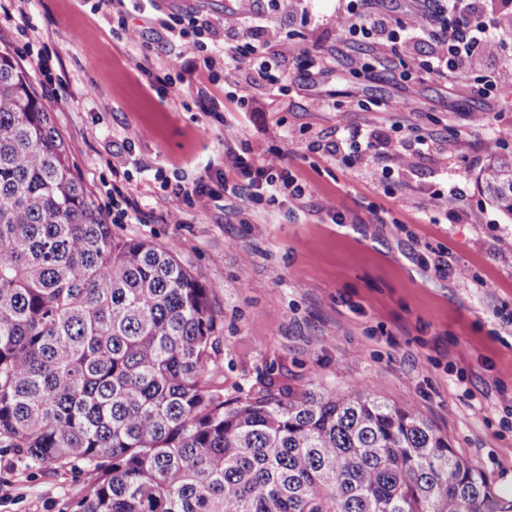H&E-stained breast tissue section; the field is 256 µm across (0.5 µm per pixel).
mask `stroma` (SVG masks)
<instances>
[{
	"label": "stroma",
	"instance_id": "obj_1",
	"mask_svg": "<svg viewBox=\"0 0 512 512\" xmlns=\"http://www.w3.org/2000/svg\"><path fill=\"white\" fill-rule=\"evenodd\" d=\"M95 0H27L0 16L8 49L52 110L73 172L98 207L112 196V168L128 169L126 193L149 216L116 224L170 251L212 289L224 338L215 383L233 398L287 385L297 391L356 385L416 408L512 503V222L483 194V143L495 135L512 151V30L474 53L463 75L445 79L408 69L430 45L398 49L351 39L337 23L347 0H154L128 9L126 39L111 6ZM174 14L216 34L262 15V38L318 56L279 61V84H253L241 61L228 84L187 77L178 91L148 86L138 64L160 74L186 59L162 38ZM494 77L496 89L485 87ZM245 97L224 126L200 107L202 95ZM68 101L55 106L56 97ZM403 99L401 112L386 111ZM482 113L488 124H475ZM373 131L381 159L334 155L338 134ZM429 147L401 164L405 139ZM265 157L280 151L306 183L299 205L225 197L201 208L176 196L225 150ZM334 198L344 221L324 207ZM175 212L179 223H164ZM448 272L438 275V261ZM85 485L82 464L47 469L19 449L0 448V512H73Z\"/></svg>",
	"mask_w": 512,
	"mask_h": 512
}]
</instances>
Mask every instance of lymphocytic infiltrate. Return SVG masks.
<instances>
[{"instance_id":"1","label":"lymphocytic infiltrate","mask_w":512,"mask_h":512,"mask_svg":"<svg viewBox=\"0 0 512 512\" xmlns=\"http://www.w3.org/2000/svg\"><path fill=\"white\" fill-rule=\"evenodd\" d=\"M372 4L373 0H349L346 15L339 19L343 29L360 40L373 39L392 45L406 40L430 39L434 69L449 77L461 74L475 50L488 45L495 37L475 0H419L420 7L409 22L372 12ZM456 12L461 15L460 21L449 22V14ZM160 26L178 39L196 72H212L220 62L229 74L247 59L252 63V81L272 84L278 80L273 72V59L288 55L287 44L271 48L268 42L258 38L251 25L225 31L220 44L211 41L209 24L193 19L187 21L171 15L161 20ZM244 193L264 196L272 202L293 203L304 198L305 186L282 162L280 154L260 159L246 152L230 151L224 155L223 167L207 168L186 196L205 207L223 196L236 197Z\"/></svg>"}]
</instances>
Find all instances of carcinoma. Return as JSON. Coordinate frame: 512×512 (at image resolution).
I'll list each match as a JSON object with an SVG mask.
<instances>
[{
  "mask_svg": "<svg viewBox=\"0 0 512 512\" xmlns=\"http://www.w3.org/2000/svg\"><path fill=\"white\" fill-rule=\"evenodd\" d=\"M479 181L512 221V153ZM211 293L112 234L1 50L0 448L83 463L75 512H504L432 422L362 387L224 398Z\"/></svg>",
  "mask_w": 512,
  "mask_h": 512,
  "instance_id": "obj_1",
  "label": "carcinoma"
}]
</instances>
